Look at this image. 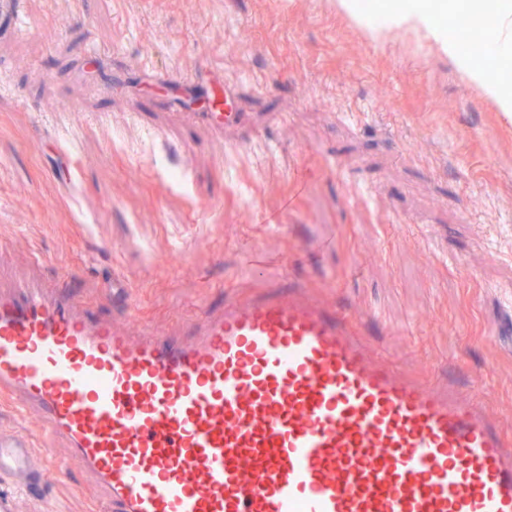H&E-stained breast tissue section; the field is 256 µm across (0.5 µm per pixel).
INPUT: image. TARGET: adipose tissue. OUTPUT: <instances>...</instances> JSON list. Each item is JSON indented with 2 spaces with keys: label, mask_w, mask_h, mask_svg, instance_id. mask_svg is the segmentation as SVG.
<instances>
[{
  "label": "adipose tissue",
  "mask_w": 512,
  "mask_h": 512,
  "mask_svg": "<svg viewBox=\"0 0 512 512\" xmlns=\"http://www.w3.org/2000/svg\"><path fill=\"white\" fill-rule=\"evenodd\" d=\"M382 13L406 33L424 39L448 55L468 81L489 96L501 112L512 113V82H506L494 69L468 60L460 44L449 39L447 31L433 20L427 0H389Z\"/></svg>",
  "instance_id": "obj_1"
}]
</instances>
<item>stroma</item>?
Segmentation results:
<instances>
[{
  "label": "stroma",
  "mask_w": 512,
  "mask_h": 512,
  "mask_svg": "<svg viewBox=\"0 0 512 512\" xmlns=\"http://www.w3.org/2000/svg\"><path fill=\"white\" fill-rule=\"evenodd\" d=\"M0 24V282L178 329L284 271L512 433V121L426 41L335 0H18ZM222 93L234 124L203 120ZM188 170L174 187L140 147ZM123 147H116L115 139ZM132 295L112 311V284ZM17 512H103L81 462ZM357 2V0H336V9L363 27L369 37H381L384 33L383 24L371 21L366 13L362 16L358 11Z\"/></svg>",
  "instance_id": "1"
}]
</instances>
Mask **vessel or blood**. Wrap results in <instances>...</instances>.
Masks as SVG:
<instances>
[{
    "label": "vessel or blood",
    "instance_id": "obj_1",
    "mask_svg": "<svg viewBox=\"0 0 512 512\" xmlns=\"http://www.w3.org/2000/svg\"><path fill=\"white\" fill-rule=\"evenodd\" d=\"M0 398L67 444L107 512H512L487 403L377 354L305 283L227 296L188 340L0 288ZM36 450L0 431V512L39 487Z\"/></svg>",
    "mask_w": 512,
    "mask_h": 512
}]
</instances>
